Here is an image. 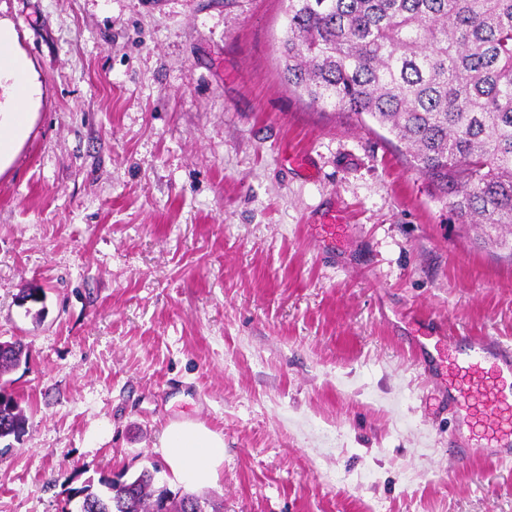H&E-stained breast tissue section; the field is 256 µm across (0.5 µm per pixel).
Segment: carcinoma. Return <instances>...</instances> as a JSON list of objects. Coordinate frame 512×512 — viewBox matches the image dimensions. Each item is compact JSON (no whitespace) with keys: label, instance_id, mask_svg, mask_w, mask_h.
I'll use <instances>...</instances> for the list:
<instances>
[{"label":"carcinoma","instance_id":"1","mask_svg":"<svg viewBox=\"0 0 512 512\" xmlns=\"http://www.w3.org/2000/svg\"><path fill=\"white\" fill-rule=\"evenodd\" d=\"M284 82L314 103L369 117L451 196L460 224L512 225V0H285ZM25 355L0 343V373ZM25 424L0 389V438ZM158 469L102 475L65 512H218L156 486Z\"/></svg>","mask_w":512,"mask_h":512}]
</instances>
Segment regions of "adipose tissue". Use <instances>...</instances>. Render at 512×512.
<instances>
[{"instance_id": "ef3b65f1", "label": "adipose tissue", "mask_w": 512, "mask_h": 512, "mask_svg": "<svg viewBox=\"0 0 512 512\" xmlns=\"http://www.w3.org/2000/svg\"><path fill=\"white\" fill-rule=\"evenodd\" d=\"M24 105L25 91L17 87L9 107L0 111V163L27 132L29 115ZM160 452L174 480L186 486L212 483L224 467L223 436L192 420L170 422L162 433Z\"/></svg>"}]
</instances>
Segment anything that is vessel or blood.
<instances>
[{"label":"vessel or blood","mask_w":512,"mask_h":512,"mask_svg":"<svg viewBox=\"0 0 512 512\" xmlns=\"http://www.w3.org/2000/svg\"><path fill=\"white\" fill-rule=\"evenodd\" d=\"M414 350L432 349L434 371L455 419L450 443L460 453L512 458V346L492 337L457 349L450 336L417 337Z\"/></svg>","instance_id":"b4317fda"}]
</instances>
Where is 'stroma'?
<instances>
[{
	"instance_id": "obj_1",
	"label": "stroma",
	"mask_w": 512,
	"mask_h": 512,
	"mask_svg": "<svg viewBox=\"0 0 512 512\" xmlns=\"http://www.w3.org/2000/svg\"><path fill=\"white\" fill-rule=\"evenodd\" d=\"M38 89L0 167V512L224 437L220 512H512L408 344L512 345V255L373 120L282 77L284 0H0ZM335 217V233L322 225ZM0 438L18 434L25 419L21 412L18 400L12 395L0 389Z\"/></svg>"
}]
</instances>
